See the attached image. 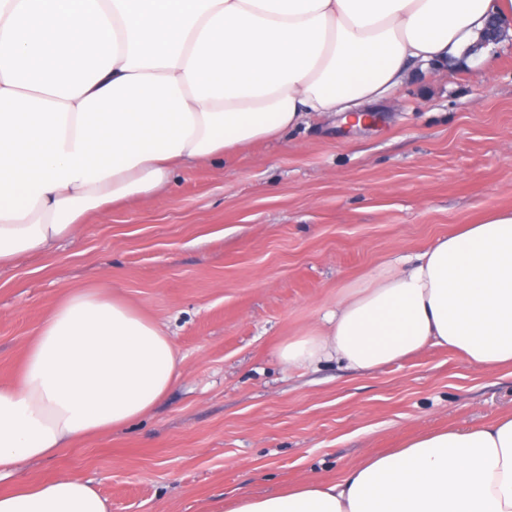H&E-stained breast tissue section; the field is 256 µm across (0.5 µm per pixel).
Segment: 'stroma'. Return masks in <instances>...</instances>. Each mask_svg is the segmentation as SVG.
<instances>
[{"mask_svg":"<svg viewBox=\"0 0 512 512\" xmlns=\"http://www.w3.org/2000/svg\"><path fill=\"white\" fill-rule=\"evenodd\" d=\"M437 70L415 69L370 125L311 118L0 269L1 383L46 305L78 286L126 298L182 360L143 419L23 466L0 491L73 476L112 512H209L227 496L335 478L416 432L512 411V373L448 349L371 374L290 370L277 356L382 259L512 210V42Z\"/></svg>","mask_w":512,"mask_h":512,"instance_id":"obj_1","label":"stroma"}]
</instances>
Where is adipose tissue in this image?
<instances>
[{
	"mask_svg": "<svg viewBox=\"0 0 512 512\" xmlns=\"http://www.w3.org/2000/svg\"><path fill=\"white\" fill-rule=\"evenodd\" d=\"M510 17L512 0H0V268L310 114L370 111L416 66L455 63ZM428 348L512 369V210L384 259L278 358L372 373ZM179 365L160 326L118 294L64 289L18 379L0 383V479L142 419ZM217 509L512 512V412ZM0 512L111 505L59 477L0 491Z\"/></svg>",
	"mask_w": 512,
	"mask_h": 512,
	"instance_id": "1",
	"label": "adipose tissue"
}]
</instances>
